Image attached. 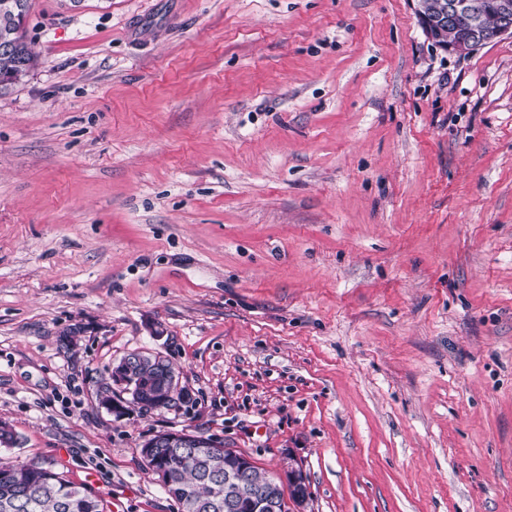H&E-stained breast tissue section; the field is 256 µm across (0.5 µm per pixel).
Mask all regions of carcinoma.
<instances>
[{"label": "carcinoma", "mask_w": 512, "mask_h": 512, "mask_svg": "<svg viewBox=\"0 0 512 512\" xmlns=\"http://www.w3.org/2000/svg\"><path fill=\"white\" fill-rule=\"evenodd\" d=\"M16 0H0V33L11 36L12 50L0 51V82L3 88L15 83L36 66L38 54L28 39L25 16L29 15L32 0H26L24 12L15 8ZM468 18H461L450 30V36L460 50H469ZM134 393L130 403L144 410L178 388V384L161 381L150 359L136 364L126 373ZM242 454L222 448H157L147 462L148 469L161 480L166 494L178 502L190 505V512H228L224 508V473L233 469ZM251 479L238 488L249 495L260 485L276 480L250 466ZM0 512H105L104 503L86 486H78L51 467L17 460L0 464Z\"/></svg>", "instance_id": "1"}]
</instances>
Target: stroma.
Returning a JSON list of instances; mask_svg holds the SVG:
<instances>
[{"label":"stroma","instance_id":"obj_1","mask_svg":"<svg viewBox=\"0 0 512 512\" xmlns=\"http://www.w3.org/2000/svg\"><path fill=\"white\" fill-rule=\"evenodd\" d=\"M0 93V420L106 512L213 437L303 512H512V37L414 0H32ZM191 399L123 416L113 364ZM423 1H416L418 2L416 13L419 15L428 37L447 51L457 50L453 43L448 42V36L446 38L444 35L449 34L451 25L456 22L459 16L468 12L469 1L439 0L438 2L437 0H430L425 2V7ZM437 3L438 5L435 8ZM423 7L425 8V13L434 11L431 14H424ZM469 17L461 18L457 25L450 30V36L456 42L460 51L471 50L504 35L512 37L511 0L494 1V20L490 26L486 25L481 17L472 18L469 24ZM468 30L469 38L467 41Z\"/></svg>","mask_w":512,"mask_h":512}]
</instances>
